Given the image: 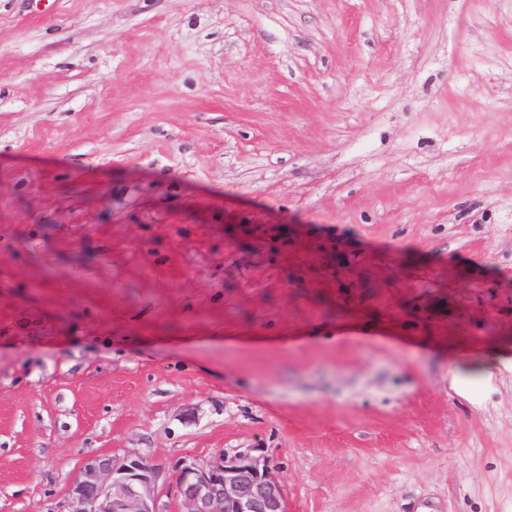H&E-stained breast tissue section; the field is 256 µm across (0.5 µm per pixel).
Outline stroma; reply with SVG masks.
Returning a JSON list of instances; mask_svg holds the SVG:
<instances>
[{
    "label": "stroma",
    "mask_w": 512,
    "mask_h": 512,
    "mask_svg": "<svg viewBox=\"0 0 512 512\" xmlns=\"http://www.w3.org/2000/svg\"><path fill=\"white\" fill-rule=\"evenodd\" d=\"M251 448L512 512V0H0V512Z\"/></svg>",
    "instance_id": "obj_1"
}]
</instances>
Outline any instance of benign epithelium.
<instances>
[{
    "mask_svg": "<svg viewBox=\"0 0 512 512\" xmlns=\"http://www.w3.org/2000/svg\"><path fill=\"white\" fill-rule=\"evenodd\" d=\"M159 480L160 468L143 454L92 455L69 486L70 512H289L284 485L261 454L182 461L172 507Z\"/></svg>",
    "mask_w": 512,
    "mask_h": 512,
    "instance_id": "1",
    "label": "benign epithelium"
}]
</instances>
